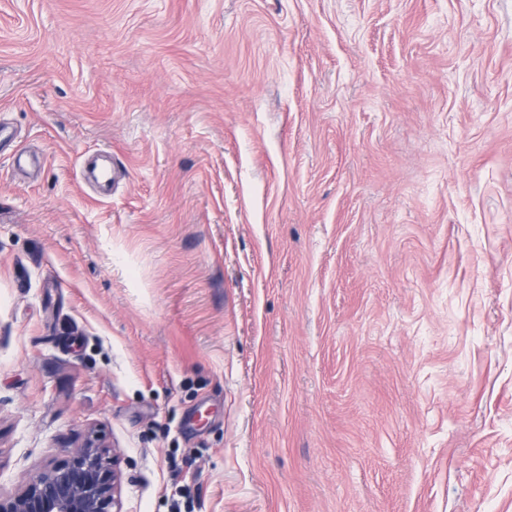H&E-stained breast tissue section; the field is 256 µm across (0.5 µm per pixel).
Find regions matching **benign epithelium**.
Returning <instances> with one entry per match:
<instances>
[{"instance_id":"1","label":"benign epithelium","mask_w":512,"mask_h":512,"mask_svg":"<svg viewBox=\"0 0 512 512\" xmlns=\"http://www.w3.org/2000/svg\"><path fill=\"white\" fill-rule=\"evenodd\" d=\"M108 454L98 440L82 444L19 492L0 495V512H120V476Z\"/></svg>"}]
</instances>
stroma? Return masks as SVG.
Segmentation results:
<instances>
[{
  "label": "stroma",
  "mask_w": 512,
  "mask_h": 512,
  "mask_svg": "<svg viewBox=\"0 0 512 512\" xmlns=\"http://www.w3.org/2000/svg\"><path fill=\"white\" fill-rule=\"evenodd\" d=\"M1 124V494L512 512V0H0ZM108 446L98 440L82 444L19 492L2 496L0 512H120V476L108 467Z\"/></svg>",
  "instance_id": "obj_1"
}]
</instances>
